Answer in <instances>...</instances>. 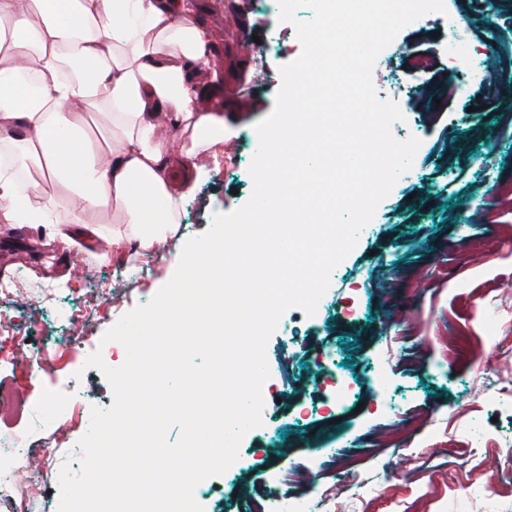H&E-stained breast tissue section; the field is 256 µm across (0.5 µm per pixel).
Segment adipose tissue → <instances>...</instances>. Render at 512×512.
Masks as SVG:
<instances>
[{"instance_id": "obj_1", "label": "adipose tissue", "mask_w": 512, "mask_h": 512, "mask_svg": "<svg viewBox=\"0 0 512 512\" xmlns=\"http://www.w3.org/2000/svg\"><path fill=\"white\" fill-rule=\"evenodd\" d=\"M210 47L190 0H0V146L20 147L17 169L33 191L22 204L15 169L0 170V222L28 213L72 250L77 228L98 230L109 212L105 260L131 251L153 260L229 134L223 116L197 104L212 91L201 79ZM29 74L41 78L38 92ZM293 183L262 175L257 222L287 208ZM218 252H173L185 273L164 308H215Z\"/></svg>"}]
</instances>
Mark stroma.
I'll return each instance as SVG.
<instances>
[{
    "label": "stroma",
    "mask_w": 512,
    "mask_h": 512,
    "mask_svg": "<svg viewBox=\"0 0 512 512\" xmlns=\"http://www.w3.org/2000/svg\"><path fill=\"white\" fill-rule=\"evenodd\" d=\"M198 2L213 44L204 72L218 78L213 109L236 135L184 204L185 241L250 197L254 125L274 108L280 66L302 52L277 0ZM458 14L496 82L462 80L472 61L448 52L444 22L414 21L378 57L384 94H405L392 133L421 145L332 271L315 314H283L266 346L262 424L225 473L204 481V512H262L280 494L310 498V512H323L331 494L336 512H349V491L360 486L365 512H512V496L482 492L512 487V392L497 389L499 374L512 373V333H495L489 312L512 305V0H458ZM245 33L258 37L246 52ZM102 251L96 235L71 252L49 248L29 223L0 235V274L25 284L22 296L0 297V323L15 324L27 354L43 362L30 373L0 363V386L53 406L41 421L19 408L0 414V434L25 435L60 463L78 456L87 431L61 432L66 397L88 408L113 403L87 357L98 351L120 366L125 349L104 333L175 272L166 255L133 271ZM94 303L85 343L69 348L77 307ZM339 377L349 386L341 403L323 390ZM334 445L333 461L313 458Z\"/></svg>",
    "instance_id": "1"
}]
</instances>
